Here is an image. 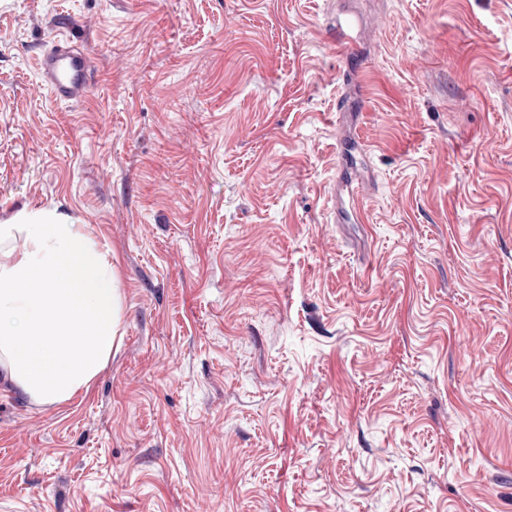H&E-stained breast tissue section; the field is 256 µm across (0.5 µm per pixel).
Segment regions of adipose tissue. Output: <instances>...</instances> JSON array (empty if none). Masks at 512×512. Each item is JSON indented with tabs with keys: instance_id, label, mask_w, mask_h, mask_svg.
<instances>
[{
	"instance_id": "1",
	"label": "adipose tissue",
	"mask_w": 512,
	"mask_h": 512,
	"mask_svg": "<svg viewBox=\"0 0 512 512\" xmlns=\"http://www.w3.org/2000/svg\"><path fill=\"white\" fill-rule=\"evenodd\" d=\"M18 235L20 253L6 246ZM121 311L112 263L81 225L51 209L0 225V369L18 391L42 405L86 395L119 340Z\"/></svg>"
}]
</instances>
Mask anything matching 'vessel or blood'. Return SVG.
<instances>
[{"label":"vessel or blood","instance_id":"obj_1","mask_svg":"<svg viewBox=\"0 0 512 512\" xmlns=\"http://www.w3.org/2000/svg\"><path fill=\"white\" fill-rule=\"evenodd\" d=\"M43 85L59 102L76 103L88 93L95 79L91 59L67 40L55 43L38 60Z\"/></svg>","mask_w":512,"mask_h":512}]
</instances>
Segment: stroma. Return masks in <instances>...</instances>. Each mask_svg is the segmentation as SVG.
Instances as JSON below:
<instances>
[{
    "mask_svg": "<svg viewBox=\"0 0 512 512\" xmlns=\"http://www.w3.org/2000/svg\"><path fill=\"white\" fill-rule=\"evenodd\" d=\"M43 208L123 340L0 379V512H512V0H0V225ZM43 85L59 102L77 103L95 79L91 59L68 40H59L38 60Z\"/></svg>",
    "mask_w": 512,
    "mask_h": 512,
    "instance_id": "1",
    "label": "stroma"
}]
</instances>
